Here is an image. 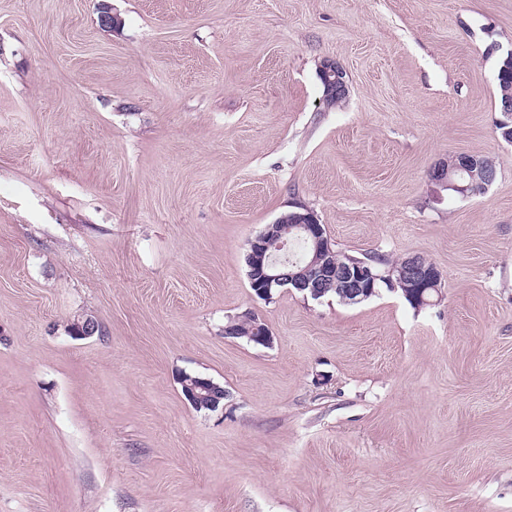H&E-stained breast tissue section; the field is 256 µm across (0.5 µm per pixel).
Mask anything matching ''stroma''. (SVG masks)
<instances>
[{
	"mask_svg": "<svg viewBox=\"0 0 512 512\" xmlns=\"http://www.w3.org/2000/svg\"><path fill=\"white\" fill-rule=\"evenodd\" d=\"M511 47L512 0H0V512H512ZM300 206L440 294L256 298ZM509 56H512V49L507 50ZM508 55H502L499 59L498 70H497V81L500 90L499 108L506 98H512V57ZM512 102L506 101L504 104L505 116L512 119ZM319 71L323 88H325L324 97L326 101L331 100L334 96L336 98L347 96L349 88L345 79L346 74L338 63L326 59L321 63ZM495 176L496 171L490 159L460 154L440 165L431 178L456 193L476 194L484 191ZM238 326L240 329L232 330L229 327L226 328V336H241L247 338L250 342L257 345L269 347L273 343V338L267 328L266 324L262 322L258 317L250 313H246L239 317ZM230 330V332H229ZM184 387L187 400L195 409H214L224 398V389L207 378L186 380Z\"/></svg>",
	"mask_w": 512,
	"mask_h": 512,
	"instance_id": "stroma-1",
	"label": "stroma"
}]
</instances>
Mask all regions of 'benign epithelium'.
I'll return each mask as SVG.
<instances>
[{
	"mask_svg": "<svg viewBox=\"0 0 512 512\" xmlns=\"http://www.w3.org/2000/svg\"><path fill=\"white\" fill-rule=\"evenodd\" d=\"M320 78L325 88V100L347 96L346 74L338 63L324 60L320 65ZM495 176L490 159L460 154L440 165L431 178L459 194H476L484 191ZM292 225L294 232L305 243V254L300 264L288 263V238L277 222L266 225L249 242L248 279L254 295L259 299H271L272 288L278 287L293 288L314 300L336 294L343 301L358 303L378 294L376 284L382 280L393 291L402 287L403 296L419 307L430 303L429 295L440 291L439 270L416 259L376 273L372 265L363 260L333 252L324 225L308 210L293 213ZM290 265L294 266V270L283 272ZM225 335H242L265 347L273 343L266 324L250 313L239 317L238 329L227 331ZM184 387L188 402L196 409H214L224 398V389L207 378L187 380Z\"/></svg>",
	"mask_w": 512,
	"mask_h": 512,
	"instance_id": "1",
	"label": "benign epithelium"
}]
</instances>
